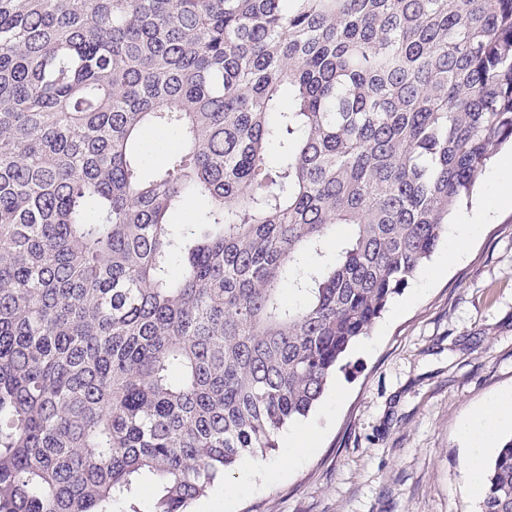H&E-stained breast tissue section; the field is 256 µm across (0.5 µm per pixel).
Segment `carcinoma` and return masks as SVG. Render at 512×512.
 I'll return each mask as SVG.
<instances>
[{"label":"carcinoma","instance_id":"cac0c4a2","mask_svg":"<svg viewBox=\"0 0 512 512\" xmlns=\"http://www.w3.org/2000/svg\"><path fill=\"white\" fill-rule=\"evenodd\" d=\"M509 140L512 0H0V512H189L279 447ZM141 143L146 145V156L140 165V175L144 179L155 177L164 168L169 154L181 148L175 136L155 128L143 130Z\"/></svg>","mask_w":512,"mask_h":512}]
</instances>
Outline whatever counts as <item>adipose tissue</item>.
<instances>
[{
	"label": "adipose tissue",
	"instance_id": "1",
	"mask_svg": "<svg viewBox=\"0 0 512 512\" xmlns=\"http://www.w3.org/2000/svg\"><path fill=\"white\" fill-rule=\"evenodd\" d=\"M509 424H512V390L478 408L464 425L462 433L468 443L469 458L467 490L471 495H481L484 456L494 446L501 429Z\"/></svg>",
	"mask_w": 512,
	"mask_h": 512
}]
</instances>
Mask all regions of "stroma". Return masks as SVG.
Wrapping results in <instances>:
<instances>
[{"label":"stroma","mask_w":512,"mask_h":512,"mask_svg":"<svg viewBox=\"0 0 512 512\" xmlns=\"http://www.w3.org/2000/svg\"><path fill=\"white\" fill-rule=\"evenodd\" d=\"M142 178L155 177L179 140L148 128ZM489 208L468 252L448 264L440 241L370 336L354 346L307 417L280 434L266 459L242 458L191 512H478L465 491L459 431L512 389V207L492 204L482 175L468 211ZM318 429L314 447L285 465L289 432Z\"/></svg>","instance_id":"35a3bbf8"}]
</instances>
